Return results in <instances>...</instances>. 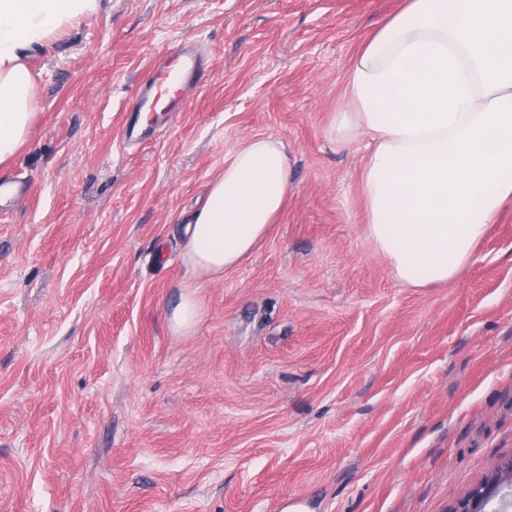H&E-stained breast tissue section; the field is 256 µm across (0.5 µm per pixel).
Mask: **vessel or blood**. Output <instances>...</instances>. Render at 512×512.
I'll return each instance as SVG.
<instances>
[{"label": "vessel or blood", "instance_id": "1", "mask_svg": "<svg viewBox=\"0 0 512 512\" xmlns=\"http://www.w3.org/2000/svg\"><path fill=\"white\" fill-rule=\"evenodd\" d=\"M205 68L204 58L188 43L168 48L143 72L133 112L153 113L161 106L169 112L180 111L186 93L203 82Z\"/></svg>", "mask_w": 512, "mask_h": 512}]
</instances>
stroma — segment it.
<instances>
[{"label":"stroma","instance_id":"1","mask_svg":"<svg viewBox=\"0 0 512 512\" xmlns=\"http://www.w3.org/2000/svg\"><path fill=\"white\" fill-rule=\"evenodd\" d=\"M402 0H102L31 55L0 178V512H453L512 460V202L411 288L367 234L344 77ZM197 40L183 112L124 148L150 60ZM288 145V200L201 284L179 228L238 142ZM199 318L200 305L195 294H182L170 316L172 329L175 332L188 331L198 322Z\"/></svg>","mask_w":512,"mask_h":512}]
</instances>
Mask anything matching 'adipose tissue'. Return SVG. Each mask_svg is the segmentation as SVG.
Instances as JSON below:
<instances>
[{"label":"adipose tissue","mask_w":512,"mask_h":512,"mask_svg":"<svg viewBox=\"0 0 512 512\" xmlns=\"http://www.w3.org/2000/svg\"><path fill=\"white\" fill-rule=\"evenodd\" d=\"M101 0H0V167L25 146L36 114L32 52ZM347 111L330 133L365 137L360 190L368 235L400 283L455 278L512 199V0H405L353 57ZM288 147L274 136L224 157L184 229L197 280L239 266L282 212Z\"/></svg>","instance_id":"1"}]
</instances>
